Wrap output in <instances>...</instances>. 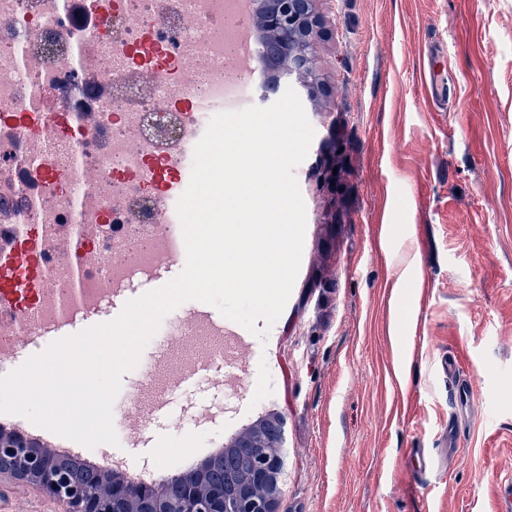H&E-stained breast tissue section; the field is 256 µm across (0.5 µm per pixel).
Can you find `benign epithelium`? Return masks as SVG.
<instances>
[{
  "label": "benign epithelium",
  "instance_id": "obj_1",
  "mask_svg": "<svg viewBox=\"0 0 512 512\" xmlns=\"http://www.w3.org/2000/svg\"><path fill=\"white\" fill-rule=\"evenodd\" d=\"M260 30L275 39L273 61L281 78L305 85L304 76L316 70L311 53L320 34L316 0H259L255 9ZM283 434L277 440L258 445L265 464L252 471L231 494L221 486L211 488L200 498L190 472H180L171 480L183 488L176 500L153 502L150 512H275L284 472ZM35 484L53 498L63 512H130V505L145 485L126 482L120 486L97 484L76 488L49 469L40 471Z\"/></svg>",
  "mask_w": 512,
  "mask_h": 512
}]
</instances>
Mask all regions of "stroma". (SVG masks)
<instances>
[{
    "instance_id": "obj_1",
    "label": "stroma",
    "mask_w": 512,
    "mask_h": 512,
    "mask_svg": "<svg viewBox=\"0 0 512 512\" xmlns=\"http://www.w3.org/2000/svg\"><path fill=\"white\" fill-rule=\"evenodd\" d=\"M314 128L295 169L306 207L300 270L267 343L250 338L244 385L187 376L211 337L164 317L125 373L117 455L156 479L200 464L260 420L283 423L276 512H497L512 477V0H318ZM447 63L431 100L420 71ZM343 160L336 182L324 160ZM471 384L456 413L439 360ZM274 393L254 402L259 363ZM169 388L150 423L130 403L142 376ZM460 433L449 440L448 417ZM440 472L419 483L410 449ZM0 512H61L31 482L0 477Z\"/></svg>"
}]
</instances>
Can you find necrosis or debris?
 <instances>
[{
  "label": "necrosis or debris",
  "mask_w": 512,
  "mask_h": 512,
  "mask_svg": "<svg viewBox=\"0 0 512 512\" xmlns=\"http://www.w3.org/2000/svg\"><path fill=\"white\" fill-rule=\"evenodd\" d=\"M234 15L231 0H0V248L42 226L56 253L58 228L82 229L81 287L97 301L167 262L183 231L153 166L179 171L194 157L204 114L181 100L246 108ZM146 41L159 61L132 57ZM122 251L130 262L116 261Z\"/></svg>",
  "instance_id": "obj_1"
}]
</instances>
